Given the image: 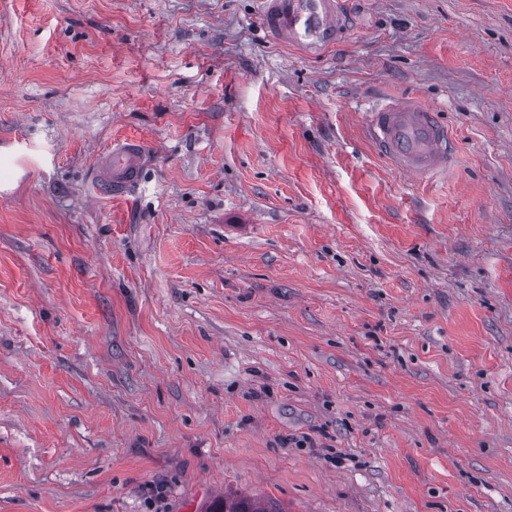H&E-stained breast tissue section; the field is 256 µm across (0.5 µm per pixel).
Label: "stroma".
<instances>
[{
	"instance_id": "1",
	"label": "stroma",
	"mask_w": 512,
	"mask_h": 512,
	"mask_svg": "<svg viewBox=\"0 0 512 512\" xmlns=\"http://www.w3.org/2000/svg\"><path fill=\"white\" fill-rule=\"evenodd\" d=\"M260 9L0 0V512H512V0ZM406 96L448 178L368 138ZM266 27L280 38L317 48L337 38L341 13L336 0H262ZM367 133L399 171L418 177L448 176L453 156L448 127L419 100L372 105ZM145 146L144 142L136 138H123L112 142L95 165V191L119 198L136 185L143 172ZM205 512H282L262 507L259 503L244 497H226L208 505Z\"/></svg>"
}]
</instances>
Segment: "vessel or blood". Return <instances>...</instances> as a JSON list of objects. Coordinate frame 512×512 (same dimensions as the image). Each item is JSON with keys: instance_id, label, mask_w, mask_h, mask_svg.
I'll return each instance as SVG.
<instances>
[{"instance_id": "obj_1", "label": "vessel or blood", "mask_w": 512, "mask_h": 512, "mask_svg": "<svg viewBox=\"0 0 512 512\" xmlns=\"http://www.w3.org/2000/svg\"><path fill=\"white\" fill-rule=\"evenodd\" d=\"M266 27L278 37L309 48L337 38L341 13L337 0H262ZM367 133L377 149L401 172L438 178L448 174L453 146L446 124L414 98L372 105ZM145 144L136 138L114 141L94 169L97 193L122 197L143 172Z\"/></svg>"}]
</instances>
